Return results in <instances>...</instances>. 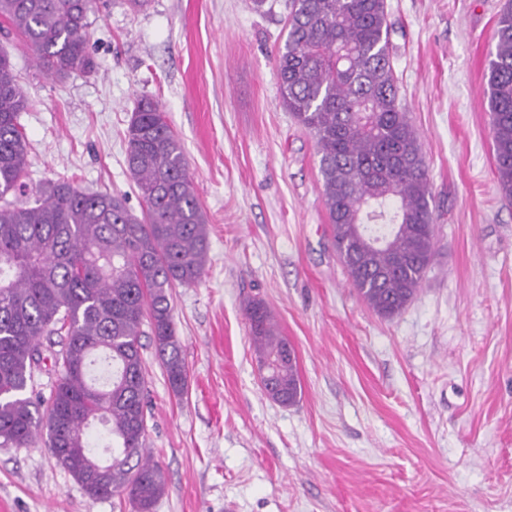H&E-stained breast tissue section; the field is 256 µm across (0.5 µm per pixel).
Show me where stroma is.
<instances>
[{
  "label": "stroma",
  "mask_w": 512,
  "mask_h": 512,
  "mask_svg": "<svg viewBox=\"0 0 512 512\" xmlns=\"http://www.w3.org/2000/svg\"><path fill=\"white\" fill-rule=\"evenodd\" d=\"M399 99L429 169L436 253L384 319L332 244L312 135L282 104L274 56L290 0H109L89 16L91 74L46 75L0 35L31 105L29 191L69 179L128 196L125 132L158 102L209 220L202 282L172 290L188 389L152 351L154 512H512V202L499 191L489 61L505 0H386ZM295 348L302 397H267L242 304ZM0 512H135L90 500L44 440L0 447Z\"/></svg>",
  "instance_id": "stroma-1"
}]
</instances>
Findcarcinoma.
I'll use <instances>...</instances> for the list:
<instances>
[{
    "label": "carcinoma",
    "instance_id": "obj_1",
    "mask_svg": "<svg viewBox=\"0 0 512 512\" xmlns=\"http://www.w3.org/2000/svg\"><path fill=\"white\" fill-rule=\"evenodd\" d=\"M100 0H0V24L16 32L46 74L90 73V13ZM282 102L314 137L323 203L352 286L379 316L415 298L435 256L431 188L418 134L399 104L386 0H291L286 40L275 56ZM495 172L512 201V0L496 23L489 67ZM31 105L0 50V447L40 436L91 500L128 498L153 512L166 489L146 448V335L172 392L188 371L171 290L205 274L208 220L184 147L158 103H135L126 163L141 199L134 213L119 193L68 180L26 195ZM386 244H361L365 225ZM261 387L292 405L302 386L294 349L267 305L243 307ZM148 326L149 331L142 330ZM54 375L49 395L35 374ZM109 455L97 487L67 468L56 449L97 459L92 425Z\"/></svg>",
    "mask_w": 512,
    "mask_h": 512
}]
</instances>
